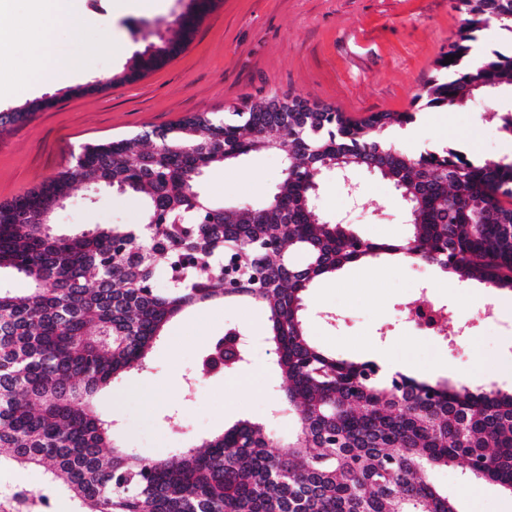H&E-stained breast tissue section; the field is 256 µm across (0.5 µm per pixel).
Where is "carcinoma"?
<instances>
[{"mask_svg":"<svg viewBox=\"0 0 512 512\" xmlns=\"http://www.w3.org/2000/svg\"><path fill=\"white\" fill-rule=\"evenodd\" d=\"M453 2L463 24L416 96L430 108L512 85V49L471 54L491 22L512 34V0ZM209 6L187 0L182 38ZM180 49L151 43L107 82L136 80ZM43 105L1 112L0 124ZM414 120L412 112L354 119L298 97L248 101L228 118L194 114L152 135L90 144L73 169L0 203V272L28 283L22 295L0 289V466L47 476L34 493L10 492L14 512H48L60 493L74 512H462L429 479L458 463L476 480L512 488V390L388 376L374 361L318 347L307 332L312 284L383 254L512 291V160L474 161L450 146L407 154L384 138ZM263 150L286 161L264 203L217 206L203 194L213 164ZM356 171L399 194L411 225L403 241L365 239L321 210L323 176ZM78 179L142 196L143 222L69 237L38 223ZM160 273L165 289L155 285ZM239 298L268 315L299 425L288 451H271L265 426L248 419L163 459L114 446L96 394L147 368L173 318ZM240 334L218 339L200 374L243 369Z\"/></svg>","mask_w":512,"mask_h":512,"instance_id":"1","label":"carcinoma"}]
</instances>
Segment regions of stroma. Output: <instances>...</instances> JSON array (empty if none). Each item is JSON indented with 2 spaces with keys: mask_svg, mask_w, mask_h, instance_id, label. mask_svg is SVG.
<instances>
[{
  "mask_svg": "<svg viewBox=\"0 0 512 512\" xmlns=\"http://www.w3.org/2000/svg\"><path fill=\"white\" fill-rule=\"evenodd\" d=\"M112 2L79 0L91 25L48 32L47 72L57 62H74L82 72L77 84H99L98 92L71 93L70 83L50 80L47 72L18 85L12 107L44 97L53 103L0 125V203L71 168L86 145L163 129L194 113L220 117L243 101L273 96L328 104L355 117L423 113L421 136L398 143L411 154L450 145L471 159L512 158V136L491 117L512 109L511 86L457 107L425 109L415 100L463 23L450 0H215L175 58L130 83L114 77L149 43L179 38L184 3L166 0L150 13L116 14ZM283 169L278 153H252L208 169L202 189L216 204L260 203ZM354 180L358 190L350 196L335 175H326L323 209L366 239L407 237L406 209L392 185L365 171ZM87 195L84 183L73 185L53 215L56 234L142 221L134 196L104 189L91 202ZM425 287L448 309L447 340L417 334L408 319L407 303ZM505 296L432 265L417 272L380 258L316 281L307 292L306 322L313 342L340 356L363 360L371 346L407 361L418 376L507 389L512 374L499 367L512 363V317L482 319L485 305ZM267 327L266 311L248 302L212 304L173 321L149 368L131 371L99 395L100 412L118 422V443L145 458L166 457L249 419L263 423L284 451L297 424L281 401L284 382ZM232 328L255 339L246 369L188 389L209 345ZM171 413L179 426L169 423ZM432 479L460 501L462 512H512V493L475 480L463 466L435 470Z\"/></svg>",
  "mask_w": 512,
  "mask_h": 512,
  "instance_id": "stroma-1",
  "label": "stroma"
}]
</instances>
